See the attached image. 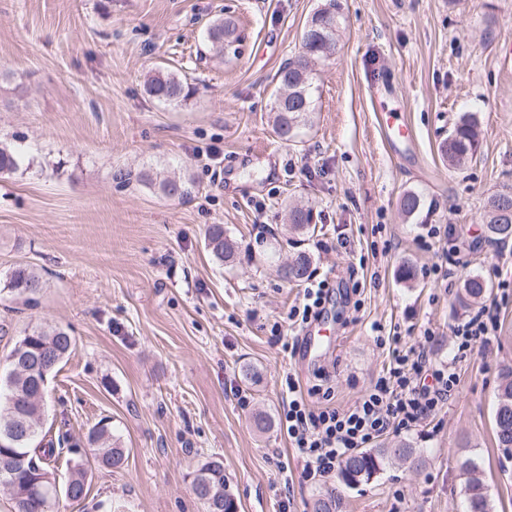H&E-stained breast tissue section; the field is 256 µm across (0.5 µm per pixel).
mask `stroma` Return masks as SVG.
<instances>
[{"instance_id": "obj_1", "label": "stroma", "mask_w": 512, "mask_h": 512, "mask_svg": "<svg viewBox=\"0 0 512 512\" xmlns=\"http://www.w3.org/2000/svg\"><path fill=\"white\" fill-rule=\"evenodd\" d=\"M325 2L0 0V141L24 151L0 175V281L23 266L44 282L34 303L0 292V359L33 327L75 339L48 383L44 426L67 438L54 476L82 463L87 492L54 512H204L189 474L210 458L223 460L238 512H310L335 476L310 478L280 425L258 432L253 415L279 418L291 370L303 389L330 390L332 405L353 404L389 360L378 325L411 341L432 327L433 356L447 359L451 328L470 313L457 294L475 275L490 286L485 305L499 307L496 341L460 363L447 407L407 433L426 467L387 466L345 490L346 512H463L468 457L492 512H512V455L494 431L512 366V300L497 288L512 273V239H490L484 223L489 198L512 185V0H336V49L315 68L309 122L285 144L271 78ZM227 16L243 42L220 56L203 31ZM159 70L193 87L187 103L147 93ZM392 109L413 148L382 132ZM466 113L481 145L452 169L440 145ZM157 175L186 195L165 196ZM408 191L421 198L412 217L399 209ZM297 201L312 208L314 232L289 231ZM214 224L238 241L233 262L207 249ZM425 224L452 229L446 249L419 247ZM299 251L314 257L311 279L334 290L331 346L316 356L289 327L302 286L277 273ZM441 260L445 288L422 275ZM247 365L258 371L250 382ZM102 425L129 450L122 467L94 457L87 435Z\"/></svg>"}]
</instances>
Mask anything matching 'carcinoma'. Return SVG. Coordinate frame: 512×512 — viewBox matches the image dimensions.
<instances>
[{
  "label": "carcinoma",
  "instance_id": "cac0c4a2",
  "mask_svg": "<svg viewBox=\"0 0 512 512\" xmlns=\"http://www.w3.org/2000/svg\"><path fill=\"white\" fill-rule=\"evenodd\" d=\"M338 27L336 2L318 9L308 21L301 36L298 50L288 58L273 76V131L286 143L295 138L300 126L306 124L312 112L311 85L313 66L325 58L336 46ZM211 50L217 53H237L242 42L235 21L226 17L211 25L207 31ZM147 93L168 103L187 101L193 94L187 83L172 73L158 72L146 82ZM480 148L478 120L471 114L462 115L454 124L440 147L441 154L452 167L468 163ZM22 153L19 148L0 142V173H12L20 167ZM512 203V185H504L493 194L486 212V229L494 240L512 238V223H500L495 211L502 201ZM421 207L420 196L407 191L400 198V209L407 215L416 214ZM312 210L295 205L288 210L289 226L296 232L309 231ZM206 247L220 263L234 259L236 242L227 237L224 227L211 225L206 232ZM311 257L299 252L279 268L281 277L298 283L308 276ZM43 288L40 275L25 268L15 269L9 278L8 289L31 297ZM488 283L480 276L469 278L463 286L461 304L478 302L485 297ZM74 348L73 338L61 328H34L24 332L0 361V462L13 453L29 457L32 470L49 480L53 473L49 463L55 458L57 448L54 441L43 432L45 415L44 395L36 390V378L43 369L55 370ZM25 421L29 433L19 442L9 443L6 434L11 432L16 419ZM495 437L498 447L512 448V370L504 373L497 391L495 412ZM97 460L105 466L120 467L127 460L128 451L112 438L107 427L101 426L88 434ZM403 462L421 469L428 459L423 450L409 440H401L392 446H378L357 450L348 455L339 467L338 481L350 489L365 484L393 462ZM467 475L464 487L466 509L464 512H489L488 491L479 477L477 463L467 458L461 464ZM191 488L202 503L205 512H238V505L230 494L224 476V463L219 459L206 460L191 472ZM344 496L338 491L319 494L314 500V512H345Z\"/></svg>",
  "mask_w": 512,
  "mask_h": 512
}]
</instances>
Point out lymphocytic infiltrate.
<instances>
[{
  "label": "lymphocytic infiltrate",
  "instance_id": "f902f5d3",
  "mask_svg": "<svg viewBox=\"0 0 512 512\" xmlns=\"http://www.w3.org/2000/svg\"><path fill=\"white\" fill-rule=\"evenodd\" d=\"M331 294L328 280L305 287L299 306L289 318L295 329L319 319ZM500 328L494 307H482L452 328L455 338L451 360L437 361L428 346L434 333L424 330V340L408 343L398 329L378 336L388 345L391 360L382 374L349 407H315L303 395L294 375H286L288 405L280 417L288 440L305 462L309 476L335 473L352 452L367 448L387 432L408 433L436 417L453 397L458 385L457 367L475 347L486 348Z\"/></svg>",
  "mask_w": 512,
  "mask_h": 512
}]
</instances>
